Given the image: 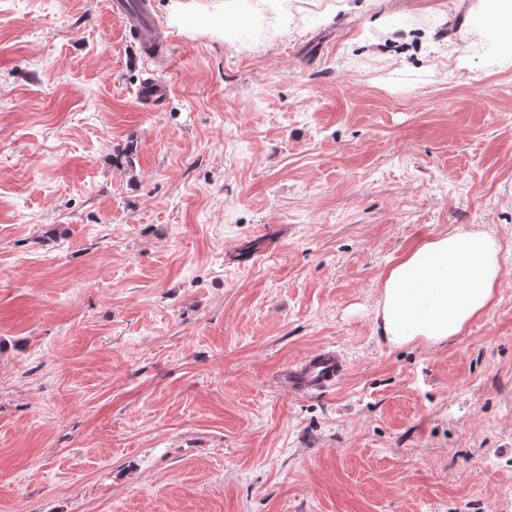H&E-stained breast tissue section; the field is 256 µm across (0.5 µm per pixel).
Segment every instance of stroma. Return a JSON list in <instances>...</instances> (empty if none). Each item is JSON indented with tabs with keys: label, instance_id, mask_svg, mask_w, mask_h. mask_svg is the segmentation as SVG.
Returning a JSON list of instances; mask_svg holds the SVG:
<instances>
[{
	"label": "stroma",
	"instance_id": "1",
	"mask_svg": "<svg viewBox=\"0 0 512 512\" xmlns=\"http://www.w3.org/2000/svg\"><path fill=\"white\" fill-rule=\"evenodd\" d=\"M151 2L162 63L104 0H0V512H512L494 0ZM458 230L492 303L389 344L382 273ZM325 347L343 377L285 391Z\"/></svg>",
	"mask_w": 512,
	"mask_h": 512
}]
</instances>
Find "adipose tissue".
<instances>
[{
    "label": "adipose tissue",
    "mask_w": 512,
    "mask_h": 512,
    "mask_svg": "<svg viewBox=\"0 0 512 512\" xmlns=\"http://www.w3.org/2000/svg\"><path fill=\"white\" fill-rule=\"evenodd\" d=\"M501 273L500 244L490 232L420 242L383 275L376 302L383 336L397 345L448 343L492 302Z\"/></svg>",
    "instance_id": "obj_1"
}]
</instances>
